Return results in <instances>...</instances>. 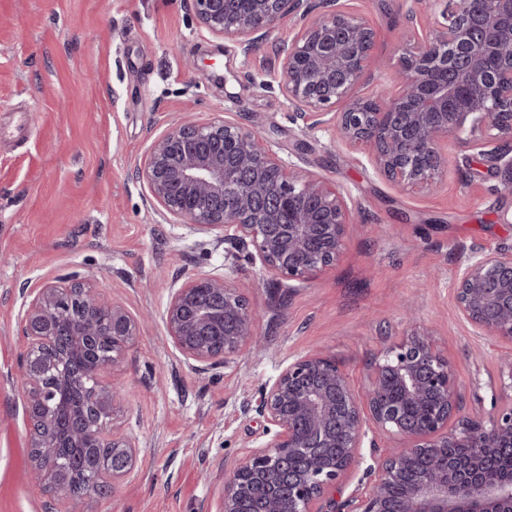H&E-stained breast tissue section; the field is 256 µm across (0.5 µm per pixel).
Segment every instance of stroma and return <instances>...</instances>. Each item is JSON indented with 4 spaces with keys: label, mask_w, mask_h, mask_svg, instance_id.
Returning a JSON list of instances; mask_svg holds the SVG:
<instances>
[{
    "label": "stroma",
    "mask_w": 512,
    "mask_h": 512,
    "mask_svg": "<svg viewBox=\"0 0 512 512\" xmlns=\"http://www.w3.org/2000/svg\"><path fill=\"white\" fill-rule=\"evenodd\" d=\"M375 32L384 67L373 95L400 66L407 25L425 32L434 0H340ZM297 31L282 19L244 53L198 26L190 0H0V125L27 112L25 137L0 140V512H43L28 464L18 386L28 295L53 278L96 281L141 323L117 371L115 404L135 441L134 470L96 512H219L224 476L269 441L245 409L293 358L335 357L355 390L399 327L411 298L461 386L497 378L512 343L476 335L449 288L472 250L512 247V190L492 161L448 148V178L429 193L380 176L364 150L297 118L280 88L276 46ZM221 116L263 132L278 156L349 194L355 225L336 266L297 287L273 282L215 234L167 224L133 170L174 123ZM226 274L255 303L261 355L191 369L168 341L170 281Z\"/></svg>",
    "instance_id": "1"
}]
</instances>
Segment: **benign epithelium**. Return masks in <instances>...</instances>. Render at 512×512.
I'll list each match as a JSON object with an SVG mask.
<instances>
[{
    "mask_svg": "<svg viewBox=\"0 0 512 512\" xmlns=\"http://www.w3.org/2000/svg\"><path fill=\"white\" fill-rule=\"evenodd\" d=\"M199 26L246 52L284 17L299 29L278 46L280 88L307 125H333L369 151L377 171L411 188L433 189L448 174V139L492 160L512 189V0H456L401 46L395 91L355 92L367 76L374 32L338 0H192ZM340 107L330 112V107ZM165 221L224 234L274 278L317 280L343 253L353 208L321 177L287 166L257 130L215 117L174 124L134 170ZM451 288L474 332L512 341V248L475 250ZM257 309L225 275L171 285L167 336L198 371L264 350ZM137 322L88 280L46 283L28 302L18 358L34 480L61 501L74 495L57 449L107 448L116 482L135 466V443L114 429L116 379L102 376L125 354ZM112 337L103 350L99 337ZM382 348L359 395L335 359L299 356L247 410L272 433L224 481L220 512H512V481L488 483L489 448H512V357L486 385L490 407L466 414V396L429 330L380 329ZM92 383V397L61 422L52 390ZM396 445L375 459L366 491L336 506V487L359 463L366 428ZM369 447H376L370 442ZM468 448L465 456L449 452Z\"/></svg>",
    "mask_w": 512,
    "mask_h": 512,
    "instance_id": "benign-epithelium-1",
    "label": "benign epithelium"
}]
</instances>
